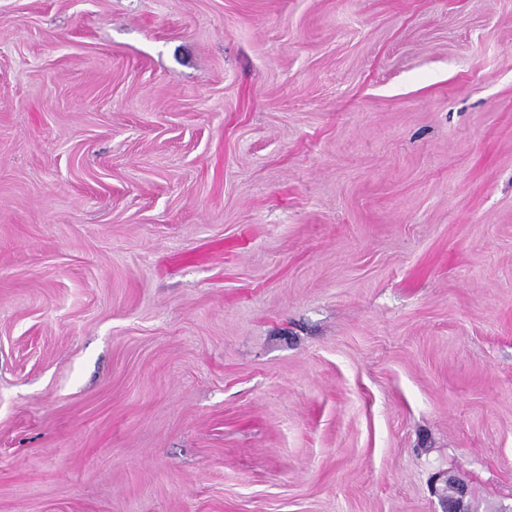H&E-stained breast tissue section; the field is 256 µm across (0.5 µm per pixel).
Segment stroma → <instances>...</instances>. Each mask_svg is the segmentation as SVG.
Listing matches in <instances>:
<instances>
[{
    "label": "stroma",
    "mask_w": 512,
    "mask_h": 512,
    "mask_svg": "<svg viewBox=\"0 0 512 512\" xmlns=\"http://www.w3.org/2000/svg\"><path fill=\"white\" fill-rule=\"evenodd\" d=\"M512 512V0H0V512Z\"/></svg>",
    "instance_id": "35a3bbf8"
}]
</instances>
